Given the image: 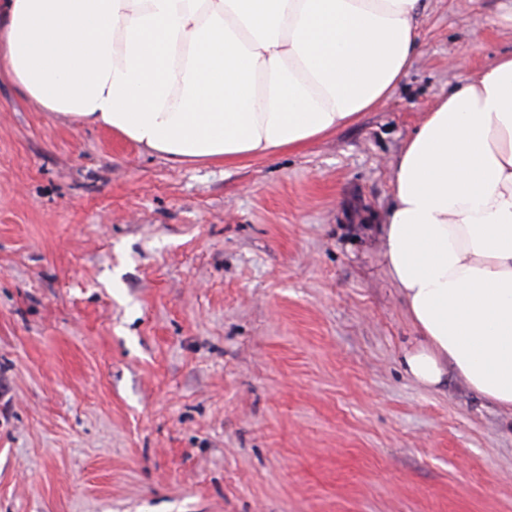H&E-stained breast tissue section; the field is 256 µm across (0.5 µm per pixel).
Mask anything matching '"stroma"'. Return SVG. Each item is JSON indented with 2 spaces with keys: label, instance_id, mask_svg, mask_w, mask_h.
I'll return each instance as SVG.
<instances>
[{
  "label": "stroma",
  "instance_id": "1",
  "mask_svg": "<svg viewBox=\"0 0 512 512\" xmlns=\"http://www.w3.org/2000/svg\"><path fill=\"white\" fill-rule=\"evenodd\" d=\"M512 0H430L391 97L174 164L0 78V512H512V414L416 384L392 166Z\"/></svg>",
  "mask_w": 512,
  "mask_h": 512
}]
</instances>
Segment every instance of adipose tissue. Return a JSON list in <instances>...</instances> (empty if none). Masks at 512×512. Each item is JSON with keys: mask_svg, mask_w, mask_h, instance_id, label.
<instances>
[{"mask_svg": "<svg viewBox=\"0 0 512 512\" xmlns=\"http://www.w3.org/2000/svg\"><path fill=\"white\" fill-rule=\"evenodd\" d=\"M425 0H0V75L43 111L174 163L330 135L389 98ZM416 328L406 370L512 411V55L427 113L382 236Z\"/></svg>", "mask_w": 512, "mask_h": 512, "instance_id": "1", "label": "adipose tissue"}]
</instances>
